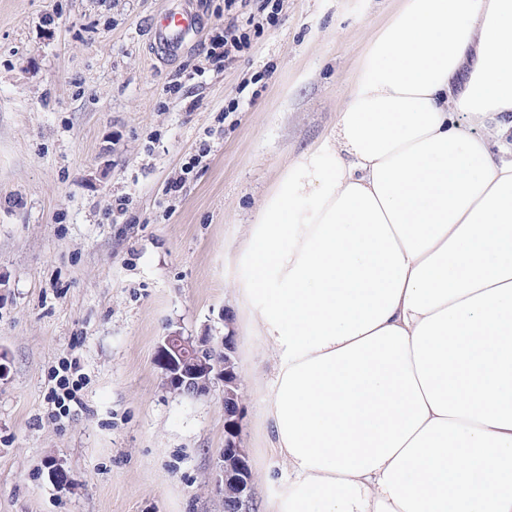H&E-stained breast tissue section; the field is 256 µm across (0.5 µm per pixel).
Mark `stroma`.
<instances>
[{
    "mask_svg": "<svg viewBox=\"0 0 512 512\" xmlns=\"http://www.w3.org/2000/svg\"><path fill=\"white\" fill-rule=\"evenodd\" d=\"M398 5L280 0L277 25L215 70L202 42L224 0H0V512H224L222 388L170 389L157 346L240 335L234 252ZM185 6L201 28L159 61L150 20ZM72 358L83 404L59 416L53 371ZM236 358L260 512L288 481L265 446L273 363L258 336Z\"/></svg>",
    "mask_w": 512,
    "mask_h": 512,
    "instance_id": "stroma-1",
    "label": "stroma"
}]
</instances>
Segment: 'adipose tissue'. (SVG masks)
Masks as SVG:
<instances>
[{"label": "adipose tissue", "instance_id": "ef3b65f1", "mask_svg": "<svg viewBox=\"0 0 512 512\" xmlns=\"http://www.w3.org/2000/svg\"><path fill=\"white\" fill-rule=\"evenodd\" d=\"M512 0H401L257 211L263 512H512Z\"/></svg>", "mask_w": 512, "mask_h": 512}]
</instances>
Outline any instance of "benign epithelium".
I'll list each match as a JSON object with an SVG mask.
<instances>
[{
  "label": "benign epithelium",
  "instance_id": "7a95c632",
  "mask_svg": "<svg viewBox=\"0 0 512 512\" xmlns=\"http://www.w3.org/2000/svg\"><path fill=\"white\" fill-rule=\"evenodd\" d=\"M157 359L166 384L188 396H207L215 381L224 382L223 401L230 409L224 411V448L219 451L224 478L222 491H233L236 512H247L254 475L239 438V381L225 382V372L235 359L234 336L228 333L224 341L213 345L203 337L185 336L173 330L159 343Z\"/></svg>",
  "mask_w": 512,
  "mask_h": 512
}]
</instances>
